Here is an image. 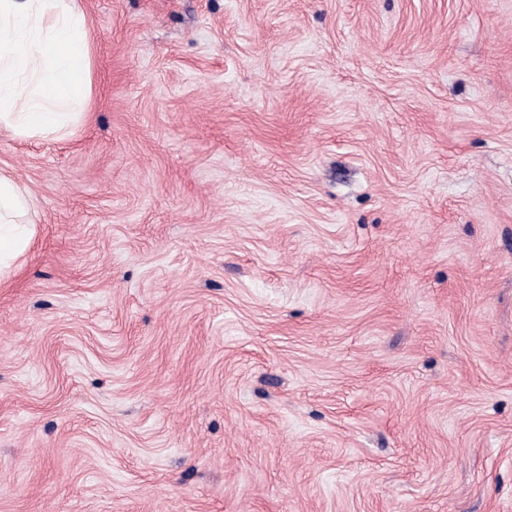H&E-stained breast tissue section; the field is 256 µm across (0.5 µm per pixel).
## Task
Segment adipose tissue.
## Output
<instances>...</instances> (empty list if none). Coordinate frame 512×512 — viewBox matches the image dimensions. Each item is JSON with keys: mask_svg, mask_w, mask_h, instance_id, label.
I'll return each mask as SVG.
<instances>
[{"mask_svg": "<svg viewBox=\"0 0 512 512\" xmlns=\"http://www.w3.org/2000/svg\"><path fill=\"white\" fill-rule=\"evenodd\" d=\"M92 33L76 0H0V136L57 138L86 119ZM30 195L0 175V272L31 239Z\"/></svg>", "mask_w": 512, "mask_h": 512, "instance_id": "adipose-tissue-1", "label": "adipose tissue"}]
</instances>
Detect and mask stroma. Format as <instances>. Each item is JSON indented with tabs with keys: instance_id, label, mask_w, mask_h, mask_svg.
I'll return each instance as SVG.
<instances>
[{
	"instance_id": "1",
	"label": "stroma",
	"mask_w": 512,
	"mask_h": 512,
	"mask_svg": "<svg viewBox=\"0 0 512 512\" xmlns=\"http://www.w3.org/2000/svg\"><path fill=\"white\" fill-rule=\"evenodd\" d=\"M78 5L0 512H512V0Z\"/></svg>"
}]
</instances>
